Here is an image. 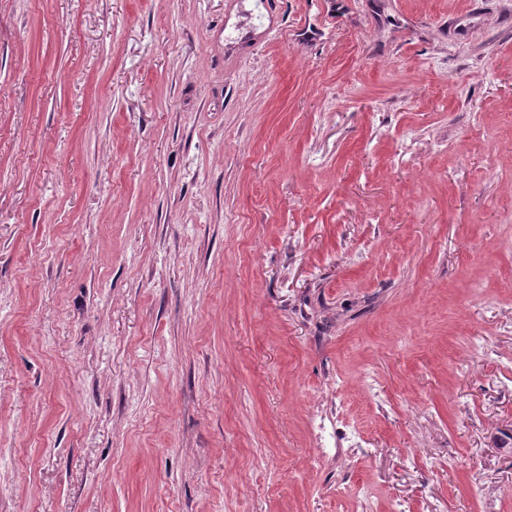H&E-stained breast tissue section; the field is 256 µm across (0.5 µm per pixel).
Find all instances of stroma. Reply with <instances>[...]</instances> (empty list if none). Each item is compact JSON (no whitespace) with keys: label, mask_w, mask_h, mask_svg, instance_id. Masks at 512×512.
<instances>
[{"label":"stroma","mask_w":512,"mask_h":512,"mask_svg":"<svg viewBox=\"0 0 512 512\" xmlns=\"http://www.w3.org/2000/svg\"><path fill=\"white\" fill-rule=\"evenodd\" d=\"M0 512H512V0H0Z\"/></svg>","instance_id":"obj_1"}]
</instances>
